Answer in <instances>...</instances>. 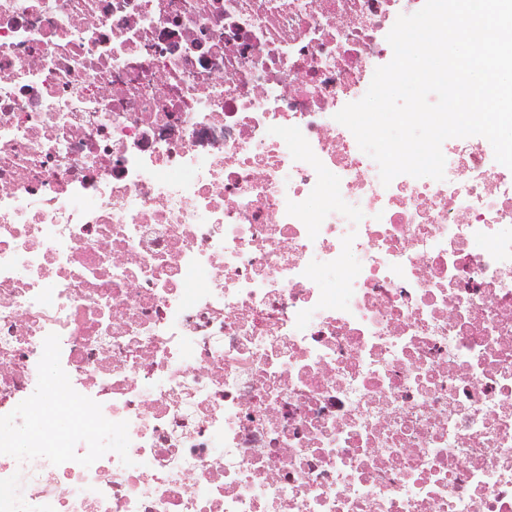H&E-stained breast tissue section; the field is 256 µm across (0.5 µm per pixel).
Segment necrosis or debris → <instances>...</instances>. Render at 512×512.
<instances>
[{
	"label": "necrosis or debris",
	"mask_w": 512,
	"mask_h": 512,
	"mask_svg": "<svg viewBox=\"0 0 512 512\" xmlns=\"http://www.w3.org/2000/svg\"><path fill=\"white\" fill-rule=\"evenodd\" d=\"M423 4L0 0V512H512V170L334 119Z\"/></svg>",
	"instance_id": "4bbe7bcc"
}]
</instances>
